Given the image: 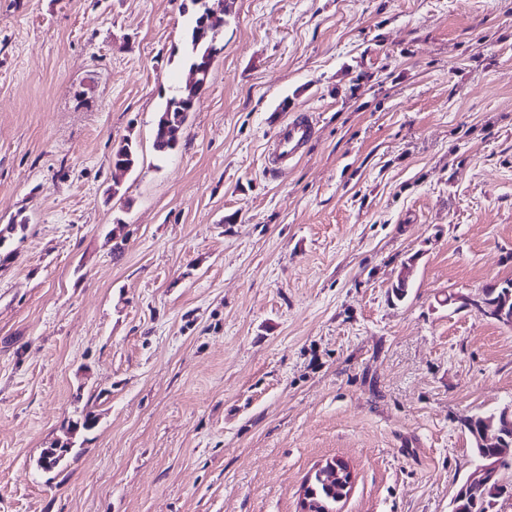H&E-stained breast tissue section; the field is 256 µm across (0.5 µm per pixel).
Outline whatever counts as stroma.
<instances>
[{"label":"stroma","instance_id":"obj_1","mask_svg":"<svg viewBox=\"0 0 512 512\" xmlns=\"http://www.w3.org/2000/svg\"><path fill=\"white\" fill-rule=\"evenodd\" d=\"M180 3L0 0V512H298L330 459L339 512H451L466 421L512 404L474 306L512 278V0H210L160 161ZM187 0H182L181 8L183 12H187L189 16L188 26L185 32V44L186 50L183 57V63L186 65L189 70H191L197 63L203 61V59L208 58L211 61L208 62L209 69L206 70L205 74L199 76V82L201 83V89L197 92L199 71L206 68H194L191 71L194 74L195 80L193 82L194 92L196 96L194 99L200 94L203 90V85H206L207 78L210 72V69L215 61V57L223 51L224 47L221 45L222 43V34L224 33V19L220 18L216 21H213L209 25L208 35L205 38H201L200 30H199V21L201 16L203 15L204 9L202 4H197L204 0H188L189 4H185ZM207 12L204 13L203 17V27H207L208 18H218V14L211 11V9L206 4ZM190 92H185L176 88L166 99L164 105L156 117L152 147L159 159H164L171 155L178 146L176 135H171L172 129L179 130L186 122L189 112H192V102L189 97ZM164 125H169V136L162 138L159 132ZM313 125L307 111L295 112L276 133L267 156L269 171H277L297 157L311 140ZM112 159L115 161L116 167L122 165L128 171H132L139 163L138 149L131 140L125 138L113 148Z\"/></svg>","mask_w":512,"mask_h":512}]
</instances>
